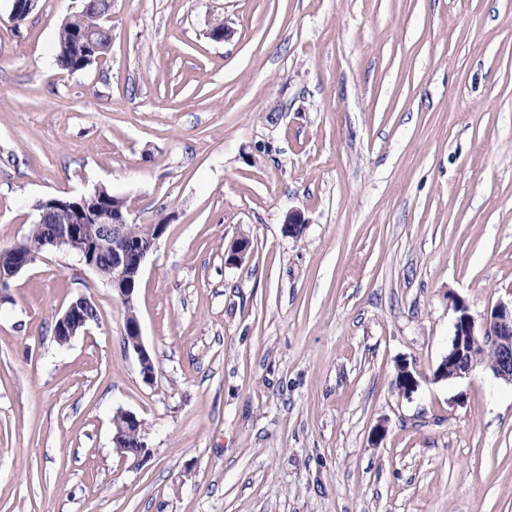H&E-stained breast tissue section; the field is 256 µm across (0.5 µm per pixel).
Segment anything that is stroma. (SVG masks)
Returning <instances> with one entry per match:
<instances>
[{
    "instance_id": "1",
    "label": "stroma",
    "mask_w": 512,
    "mask_h": 512,
    "mask_svg": "<svg viewBox=\"0 0 512 512\" xmlns=\"http://www.w3.org/2000/svg\"><path fill=\"white\" fill-rule=\"evenodd\" d=\"M81 5L0 0V248L98 185L165 225L136 290L156 376L95 272L18 274L0 512H512V383L434 378L454 301L512 299V0H112L109 55L72 74ZM79 295L98 324L58 345ZM119 410L146 456L114 448Z\"/></svg>"
}]
</instances>
